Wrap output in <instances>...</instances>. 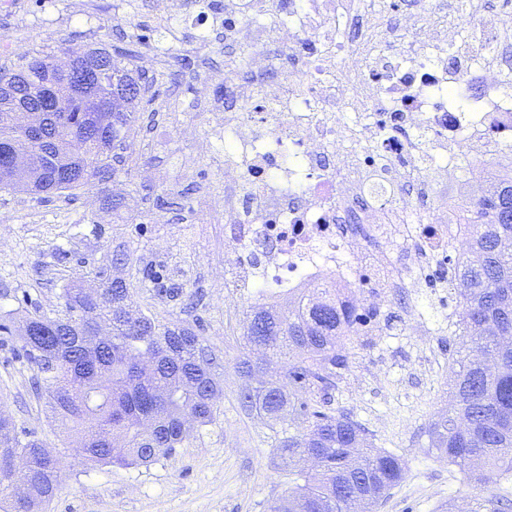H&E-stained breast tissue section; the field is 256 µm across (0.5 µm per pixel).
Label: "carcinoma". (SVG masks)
Wrapping results in <instances>:
<instances>
[{
  "label": "carcinoma",
  "instance_id": "1",
  "mask_svg": "<svg viewBox=\"0 0 512 512\" xmlns=\"http://www.w3.org/2000/svg\"><path fill=\"white\" fill-rule=\"evenodd\" d=\"M112 88L80 86L63 73L52 52L28 56L16 70L0 72V148L27 154L35 149L18 121L21 102L35 92L67 105L65 112H43L41 121L51 160L41 170L17 177L0 168V188L67 197L88 185L86 167L103 176L127 149L128 132L153 81L135 62L138 52H108ZM121 99L107 117V93ZM457 223L468 225L466 258L455 248L437 260L446 275L424 276L446 284L460 308L453 336L468 338V353L453 360L450 395L459 418L442 413L428 430L430 447L477 484L512 479V171L499 175L472 199L455 202ZM260 302L247 316V343L273 353L299 351L303 358L285 379H261L265 367L245 358L248 377L238 393L240 408L265 421L270 447L288 467L293 486L270 512H373L405 476L399 457L373 447L365 430L345 414L321 410L335 379L348 366L346 342L370 336L379 309L359 310L336 299L328 288L320 296L288 300V315ZM67 314L23 316L20 349L37 368L54 418L79 433L84 458L102 465H147L169 454L188 434L184 418L197 427L220 414L222 388L216 358L192 329L160 325L133 309L130 288L114 278L92 295L66 288ZM26 460L22 479L26 499L0 481V512H42L57 486V458L45 442L15 432L0 406V473L12 471V458ZM467 512H512L506 496L473 498Z\"/></svg>",
  "mask_w": 512,
  "mask_h": 512
}]
</instances>
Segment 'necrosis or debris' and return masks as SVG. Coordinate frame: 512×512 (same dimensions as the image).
I'll use <instances>...</instances> for the list:
<instances>
[{"label":"necrosis or debris","mask_w":512,"mask_h":512,"mask_svg":"<svg viewBox=\"0 0 512 512\" xmlns=\"http://www.w3.org/2000/svg\"><path fill=\"white\" fill-rule=\"evenodd\" d=\"M453 5L425 39L389 25L386 0H224L238 24L224 36L223 65L202 73L225 81L224 104L204 112L212 139L183 167L207 155L224 181L197 208H219L225 251L248 256L225 283L231 298L271 283L375 305L360 288L370 259L383 260L381 287L412 288L414 268L460 240L426 172L458 183L472 152L512 168V23L490 0ZM452 16L482 27L449 33ZM362 154L383 180L361 183ZM397 241L412 270L386 258Z\"/></svg>","instance_id":"1"}]
</instances>
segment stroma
<instances>
[{
    "mask_svg": "<svg viewBox=\"0 0 512 512\" xmlns=\"http://www.w3.org/2000/svg\"><path fill=\"white\" fill-rule=\"evenodd\" d=\"M193 0H0V29L18 46L0 50V67L42 46L112 48L147 36L137 62L156 77V98L132 126L111 178L77 191L70 200L34 198L0 189V316L64 313V288L99 286L113 275L110 253L127 255L121 274L132 300L162 324L193 328L215 354L223 386L214 424L191 431L171 454L147 467L86 465L73 438L31 388L33 363L18 356L20 338H0V403L17 432H36L56 454L59 477L45 512H269L286 496L288 470L275 457L269 431L237 403L243 380L237 363L248 348L244 323L253 298L231 301L217 241V212L194 214L197 199L214 187L200 159L182 176L179 159L210 131L198 106L217 100L215 84L200 87L194 35L182 18ZM122 197L116 210L106 195ZM166 270L183 297L155 295L146 269ZM380 324L363 344H350L349 366L330 392L329 411L359 422L377 448L404 459L406 474L377 512H448L486 495V487L430 448L427 429L449 403V364L459 351L448 333L456 319L447 289L418 287L385 293Z\"/></svg>",
    "mask_w": 512,
    "mask_h": 512,
    "instance_id": "stroma-1",
    "label": "stroma"
}]
</instances>
